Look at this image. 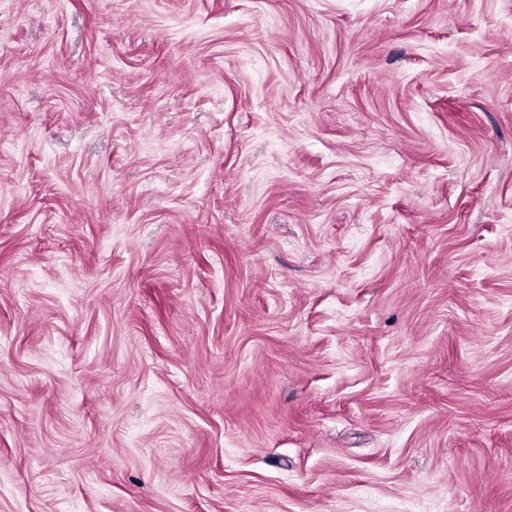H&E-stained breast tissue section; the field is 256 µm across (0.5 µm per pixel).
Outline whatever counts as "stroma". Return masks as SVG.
I'll return each mask as SVG.
<instances>
[{
  "instance_id": "1",
  "label": "stroma",
  "mask_w": 512,
  "mask_h": 512,
  "mask_svg": "<svg viewBox=\"0 0 512 512\" xmlns=\"http://www.w3.org/2000/svg\"><path fill=\"white\" fill-rule=\"evenodd\" d=\"M0 512H512V0H0Z\"/></svg>"
}]
</instances>
